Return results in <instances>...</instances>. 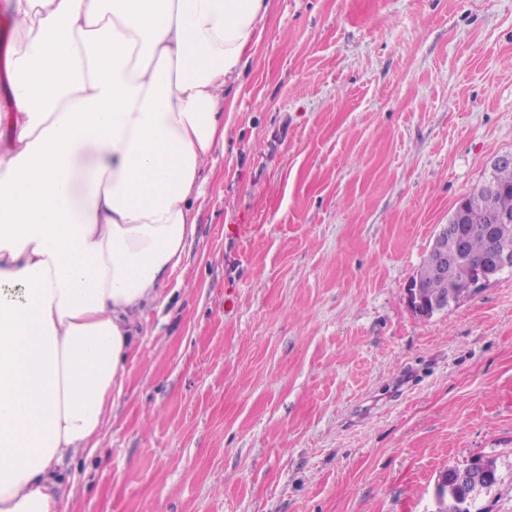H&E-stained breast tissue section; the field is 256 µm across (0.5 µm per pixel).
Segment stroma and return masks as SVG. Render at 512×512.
Listing matches in <instances>:
<instances>
[{"instance_id":"obj_1","label":"stroma","mask_w":512,"mask_h":512,"mask_svg":"<svg viewBox=\"0 0 512 512\" xmlns=\"http://www.w3.org/2000/svg\"><path fill=\"white\" fill-rule=\"evenodd\" d=\"M197 231L61 512H512V272L407 288L512 152V0H270ZM487 481V475L478 462H473L463 469L450 468L440 472L435 488V500L440 495H448V499L436 505V512H472L470 507L476 495L470 497L469 494L466 497L464 492L448 494V488L453 486L478 490Z\"/></svg>"}]
</instances>
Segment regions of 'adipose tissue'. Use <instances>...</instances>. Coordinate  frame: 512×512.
<instances>
[{"label": "adipose tissue", "mask_w": 512, "mask_h": 512, "mask_svg": "<svg viewBox=\"0 0 512 512\" xmlns=\"http://www.w3.org/2000/svg\"><path fill=\"white\" fill-rule=\"evenodd\" d=\"M0 113V512H59L58 465L121 392L134 324L196 232L201 173L265 0H10Z\"/></svg>", "instance_id": "ef3b65f1"}]
</instances>
